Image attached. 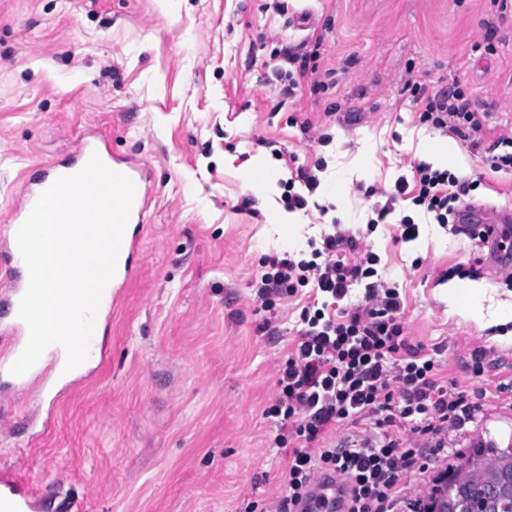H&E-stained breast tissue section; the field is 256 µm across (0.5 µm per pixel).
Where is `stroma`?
<instances>
[{
  "label": "stroma",
  "instance_id": "1",
  "mask_svg": "<svg viewBox=\"0 0 512 512\" xmlns=\"http://www.w3.org/2000/svg\"><path fill=\"white\" fill-rule=\"evenodd\" d=\"M501 0H0V237L24 177L65 160L90 130L148 168L152 202L134 273L103 323L102 364L45 398L0 392V462L33 483L41 512H274L285 449L264 411L314 288L261 307L267 258L353 236L400 293L412 344L482 406L448 434L450 455L405 479L427 499L479 441H512V305L486 249L396 195L449 132L421 122L417 93L460 88L479 147L450 171L470 203L512 206V172L490 168L512 138V11ZM312 71L277 76L284 55ZM320 184L308 192L299 170ZM272 177L262 189L251 180ZM307 206L288 211V191ZM384 221L376 211L387 200ZM419 226L400 238L399 222ZM477 269L484 319L448 305L450 268ZM487 351L483 375L472 353Z\"/></svg>",
  "mask_w": 512,
  "mask_h": 512
}]
</instances>
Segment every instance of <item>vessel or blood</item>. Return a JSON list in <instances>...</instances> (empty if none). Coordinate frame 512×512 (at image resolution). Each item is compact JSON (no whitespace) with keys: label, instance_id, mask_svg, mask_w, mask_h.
I'll return each mask as SVG.
<instances>
[{"label":"vessel or blood","instance_id":"vessel-or-blood-1","mask_svg":"<svg viewBox=\"0 0 512 512\" xmlns=\"http://www.w3.org/2000/svg\"><path fill=\"white\" fill-rule=\"evenodd\" d=\"M99 156L110 170L128 177L134 184L135 193L128 221L132 224L142 223L150 204L147 186L148 177L143 163L128 158L114 157L105 137L92 133L79 138L70 158L62 163L46 164L40 175L25 184L22 197L10 213L7 252L10 265L6 271L8 288V306L11 311L9 321L0 326V332L11 336L12 346L7 355L0 357V371H9L23 351L28 340V328L18 317L17 309L23 296L28 278L24 275L25 264L21 258L16 242V233L30 214L40 194L57 179L80 172L92 156ZM512 222V209H497L485 204L469 203L458 214V227L461 233L477 241L486 248L493 268L503 270L512 267V252L504 250L501 245V225ZM137 248V241L123 237L117 258L115 274L112 278L114 288H122L133 270L128 257ZM345 492L336 479L318 476L312 486L309 498L303 504L304 512H341ZM0 512H35L33 488L31 484L18 480L11 467H0Z\"/></svg>","mask_w":512,"mask_h":512}]
</instances>
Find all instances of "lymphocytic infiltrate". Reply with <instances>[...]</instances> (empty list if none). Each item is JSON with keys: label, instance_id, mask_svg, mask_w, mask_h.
<instances>
[{"label": "lymphocytic infiltrate", "instance_id": "lymphocytic-infiltrate-1", "mask_svg": "<svg viewBox=\"0 0 512 512\" xmlns=\"http://www.w3.org/2000/svg\"><path fill=\"white\" fill-rule=\"evenodd\" d=\"M422 106V122L462 140L474 141L482 130L479 114L460 90L429 95ZM469 189L451 172L422 162L415 164L412 179L396 186L440 224L456 214ZM355 247L352 237L326 234L310 259L271 257L259 277L262 302L295 295L307 285L324 300L322 308L302 310L300 340L279 371L278 393L266 411L279 427L276 446L288 450L277 512H298L319 474L345 483L347 512H400L408 500L404 475L423 457L447 456L449 431L473 421L479 409L466 391L441 380L435 359L422 346L410 343L397 319L398 292L377 280L374 257L347 259ZM360 282L367 305L341 307L350 287ZM365 420L374 422L376 435L328 444L333 425Z\"/></svg>", "mask_w": 512, "mask_h": 512}]
</instances>
